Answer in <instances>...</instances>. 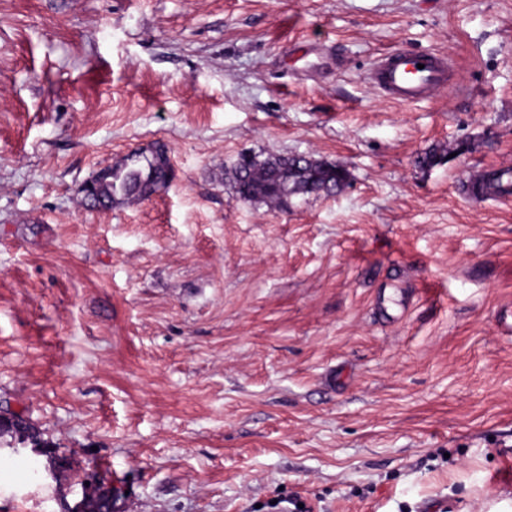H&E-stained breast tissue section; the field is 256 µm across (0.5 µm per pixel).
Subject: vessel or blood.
<instances>
[{
    "instance_id": "obj_1",
    "label": "vessel or blood",
    "mask_w": 512,
    "mask_h": 512,
    "mask_svg": "<svg viewBox=\"0 0 512 512\" xmlns=\"http://www.w3.org/2000/svg\"><path fill=\"white\" fill-rule=\"evenodd\" d=\"M372 81L388 98L419 102L447 91L448 62L435 53L400 49L377 60Z\"/></svg>"
}]
</instances>
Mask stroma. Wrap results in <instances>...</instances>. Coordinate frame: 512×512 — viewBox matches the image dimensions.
<instances>
[{"mask_svg":"<svg viewBox=\"0 0 512 512\" xmlns=\"http://www.w3.org/2000/svg\"><path fill=\"white\" fill-rule=\"evenodd\" d=\"M400 48L449 91L379 93ZM159 143L167 190L82 204ZM282 152L349 182L233 197ZM504 164L512 0H0V407L57 456L0 437V512H512V196L462 189ZM372 81L388 98L419 102L448 90V62L435 53L399 49L377 60ZM236 198L288 206L297 196L336 194L348 184L349 173L339 164L300 153H244L226 173ZM489 172H497L498 174L501 175L503 185L505 188H507L506 191H504L500 194H495V195H493V194L490 195L489 193H487V194L476 193L473 191V186L481 179L482 175L485 173H489ZM467 184H468L467 193L470 196L474 197L476 200L490 199V198H495V197H499V196H502V197L508 196V195H510V193H509L510 184L512 185V168L510 166H504V167H500V168H492V169H489L486 171L474 172L468 177Z\"/></svg>","mask_w":512,"mask_h":512,"instance_id":"35a3bbf8","label":"stroma"}]
</instances>
